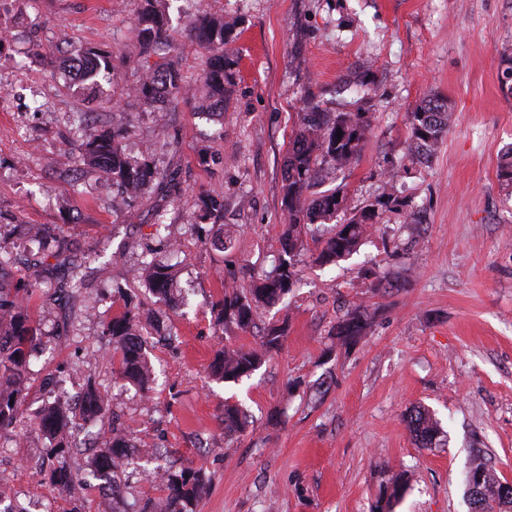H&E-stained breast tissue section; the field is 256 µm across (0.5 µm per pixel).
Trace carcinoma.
<instances>
[{
  "label": "carcinoma",
  "instance_id": "cac0c4a2",
  "mask_svg": "<svg viewBox=\"0 0 512 512\" xmlns=\"http://www.w3.org/2000/svg\"><path fill=\"white\" fill-rule=\"evenodd\" d=\"M138 17L137 43L144 54V74L130 89L144 105L175 106L187 89L185 77L168 56L167 18L160 0H143ZM235 22L222 17L201 14L187 24V30L208 51V65L200 110L211 115L224 112L234 80L235 61L224 52ZM68 76L91 97L102 92L103 84L114 82L115 65L111 55L102 49L86 48L71 58ZM298 128L289 142L282 178V206L287 224L280 239V248L270 270L250 275L242 287L235 283L224 285V295L211 303L216 313V325L228 332H243L254 327L266 309L286 303L288 294L298 287L301 275L299 264L307 250L306 239L316 245L313 262L324 265L335 263L355 253L363 238L373 227L372 220L378 208H403L407 201L398 195L400 170L393 168L385 176L382 192L375 201L364 205L344 222L336 223V213L346 201L345 186L314 193L312 189L326 179L338 175L356 164L362 155L371 118L366 112H327L320 104L304 103L298 113ZM450 113L448 105L439 98L426 97L408 113V152L411 161L427 163L434 156L448 133ZM342 136H337V133ZM125 130L104 126L76 130L83 165L101 174V179L112 188V207L122 210L135 203L150 188L153 181L169 196L178 191L175 173L164 167L162 149L146 146L136 154L123 146ZM201 219L220 221L224 218V200L215 192L201 195ZM22 239L30 252L29 265L38 269L48 258L58 266H72L65 237L59 231L44 227L24 226ZM177 265L152 256L141 262L139 272L146 287L168 307L176 311L182 299L176 288ZM53 297L45 281L23 283L14 291L0 285V431L28 426L24 404L31 391L30 359L42 344V331L37 321L28 314V305L34 290ZM143 312L130 302L124 311L103 324L105 346L111 348L112 363L119 378L131 382L144 393L152 390L153 369L146 354L148 337L142 332ZM372 317L360 305H353L338 318L329 333L331 346L349 349L360 343L371 327ZM288 334L287 322L264 326L255 347L245 348L225 337L210 364L212 376L226 382L247 378L264 363L278 354ZM109 405L100 391L88 386L80 410L73 409L66 400L47 403L35 419L37 430L48 441L50 456L59 465L50 475L52 490L64 494L72 485L75 471L70 463L74 448L71 432L85 418L105 415ZM406 422L420 447L427 448L439 433L438 422L418 406L405 415ZM224 435L246 432L252 422L236 404L224 403L222 413ZM130 442L117 428L112 438L102 447L92 450L88 467L100 478L106 479L112 498L122 495L126 487L124 473L131 465ZM482 474L480 496L472 499V512H502L512 507V488L505 489L496 474L479 463L470 468ZM161 490L165 493V512H199V505L209 484L203 469L169 466L156 471Z\"/></svg>",
  "mask_w": 512,
  "mask_h": 512
}]
</instances>
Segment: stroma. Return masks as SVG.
Here are the masks:
<instances>
[{
	"label": "stroma",
	"instance_id": "stroma-1",
	"mask_svg": "<svg viewBox=\"0 0 512 512\" xmlns=\"http://www.w3.org/2000/svg\"><path fill=\"white\" fill-rule=\"evenodd\" d=\"M139 0H0V240L16 227H61L77 254L105 250L78 273L45 279L58 300L33 297L43 333L27 401L82 396L94 380L111 398L115 423L136 447L130 480L161 500L157 465L203 468L210 486L200 512H470L466 474L473 463L512 483V186L498 177L512 147V0H167L168 42L189 85L176 107L144 110L128 89L142 71ZM236 20L225 47L236 61L223 113H197L207 51L189 36L201 12ZM96 47L114 59L117 82L87 96L64 75L63 59ZM370 99L358 106L356 85ZM433 95L452 110L450 130L430 162L402 181L409 206L378 209L376 231L335 265H300L302 285L264 321H288L277 356L239 383L209 378L224 337L210 310L225 280L247 282L268 267L285 222L282 170L304 98L329 112L364 108L372 116L361 158L342 176L348 208L381 191L384 174L407 148V114ZM127 126L128 151L176 139L170 165L181 190L149 189L132 208L112 211L97 174L81 169L73 133L81 121ZM212 153L201 164L200 150ZM217 191L234 231L225 250L195 228L198 199ZM165 230H157L155 209ZM180 249L178 285L188 303L172 313L135 276L145 254ZM83 288L71 293L72 276ZM392 289L375 292L377 276ZM136 296L157 315L171 345L149 357L153 392L114 384L110 357L90 355L102 322ZM373 317L357 346L330 349L341 301ZM239 402L255 431L228 436L225 401ZM433 411L442 432L418 447L404 415ZM112 423V424H115ZM112 424L84 430L105 437ZM409 480L389 501L391 480ZM47 443L0 434V485L16 512H97L98 481L79 476L68 492L48 485Z\"/></svg>",
	"mask_w": 512,
	"mask_h": 512
}]
</instances>
